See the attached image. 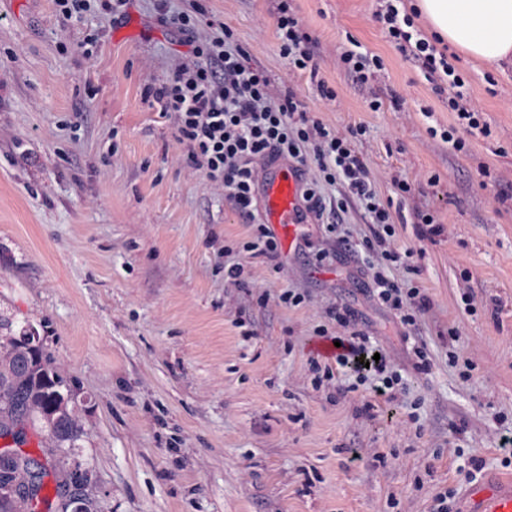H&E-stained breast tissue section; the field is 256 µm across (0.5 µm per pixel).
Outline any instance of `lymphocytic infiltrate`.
<instances>
[{
	"label": "lymphocytic infiltrate",
	"mask_w": 512,
	"mask_h": 512,
	"mask_svg": "<svg viewBox=\"0 0 512 512\" xmlns=\"http://www.w3.org/2000/svg\"><path fill=\"white\" fill-rule=\"evenodd\" d=\"M404 2L382 0L377 20L398 50L418 63L429 82L446 84L449 110L468 127L479 128L482 111L467 95L464 79L449 63L446 51L415 27L414 15ZM159 21L190 37L195 61L150 89L149 95L162 112L173 114L176 137L189 162L209 180L222 183L232 208L245 223L255 225L253 249L266 254L279 250L276 237L260 216L255 179L256 165L273 158L292 161L302 169L317 168L318 178L304 184V201L318 223H343L349 205L356 204L371 220L372 234L363 241L364 250L385 245L394 237V217L356 149L365 125H356L342 135L311 116L295 89L273 95L267 71L252 64L230 27L221 26L218 36L198 42L193 38L196 15L164 13ZM275 36L289 70L309 74L316 79L323 98H334V90L318 78L317 41L304 31L286 0L277 7ZM338 183L343 185V193L326 195V187ZM374 295L395 311L406 328L416 325L430 306L423 289L408 288L383 276L375 283ZM375 352L364 337L352 336L342 339L335 362L364 382L372 375H384L387 369L386 359H375Z\"/></svg>",
	"instance_id": "obj_1"
}]
</instances>
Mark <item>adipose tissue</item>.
<instances>
[{
  "instance_id": "1",
  "label": "adipose tissue",
  "mask_w": 512,
  "mask_h": 512,
  "mask_svg": "<svg viewBox=\"0 0 512 512\" xmlns=\"http://www.w3.org/2000/svg\"><path fill=\"white\" fill-rule=\"evenodd\" d=\"M430 34L490 68L512 62V0H415Z\"/></svg>"
}]
</instances>
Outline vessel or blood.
Masks as SVG:
<instances>
[{"mask_svg": "<svg viewBox=\"0 0 512 512\" xmlns=\"http://www.w3.org/2000/svg\"><path fill=\"white\" fill-rule=\"evenodd\" d=\"M261 212L283 240L297 245L306 222L303 185L294 164L284 159L269 163L262 185ZM464 512H512V480L498 481L493 489L478 494Z\"/></svg>", "mask_w": 512, "mask_h": 512, "instance_id": "1", "label": "vessel or blood"}]
</instances>
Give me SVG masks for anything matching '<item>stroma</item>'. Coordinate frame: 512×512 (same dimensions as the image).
<instances>
[{"instance_id":"obj_1","label":"stroma","mask_w":512,"mask_h":512,"mask_svg":"<svg viewBox=\"0 0 512 512\" xmlns=\"http://www.w3.org/2000/svg\"><path fill=\"white\" fill-rule=\"evenodd\" d=\"M162 5L201 8V40L230 26L275 89L294 87L339 133L365 125L358 151L413 270L349 251L369 234L357 206L275 257L246 249L252 227L147 95L192 61L157 22ZM274 5L133 0L118 20L97 6L67 20L55 0H0V334L34 329L82 400L94 512H432L444 488L464 501L471 459L476 482L512 478V67L455 60L488 124L476 135L390 42L378 0H291L336 91L325 100L280 56ZM351 38L384 61L380 111L337 65ZM451 126L462 149L440 136ZM418 210L435 240H420ZM380 275L429 297L412 334L374 298ZM338 305L356 323L334 320ZM325 334L382 349L401 378L393 398L342 369L315 382Z\"/></svg>"}]
</instances>
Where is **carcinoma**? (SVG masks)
Listing matches in <instances>:
<instances>
[{
	"label": "carcinoma",
	"instance_id": "1",
	"mask_svg": "<svg viewBox=\"0 0 512 512\" xmlns=\"http://www.w3.org/2000/svg\"><path fill=\"white\" fill-rule=\"evenodd\" d=\"M25 423L40 429L49 448L41 459L0 451V512H22L25 505L28 512H38L48 500L21 488L31 484L42 490L50 475L56 483L54 512H92L86 490L94 483V472L71 463L81 437L76 396L39 338L0 336V428ZM76 483L81 491L75 495L71 486Z\"/></svg>",
	"mask_w": 512,
	"mask_h": 512
}]
</instances>
